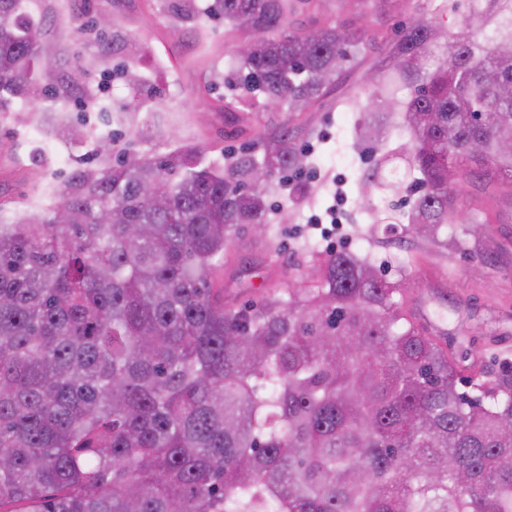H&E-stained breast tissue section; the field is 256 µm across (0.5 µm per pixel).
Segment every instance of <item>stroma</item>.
<instances>
[{
  "label": "stroma",
  "instance_id": "1",
  "mask_svg": "<svg viewBox=\"0 0 512 512\" xmlns=\"http://www.w3.org/2000/svg\"><path fill=\"white\" fill-rule=\"evenodd\" d=\"M178 0H51L53 15L43 28L42 44L56 56L54 76L76 78L69 97L48 99L41 114L25 112L19 101L0 109V214L14 220L42 209L70 173L88 160L99 139L113 141L112 158H155L181 146L201 150L204 164L223 169L235 158L261 156L263 145L290 130L297 146H310L300 172L274 174L267 195L270 224L266 235L241 225L224 250V302L237 307L261 301L277 287L288 292L306 281L313 255H327L325 242L311 226L312 215L336 207L342 216L344 249L368 257L389 278L405 277L407 298L443 313L445 341L461 362L478 360L492 371L512 361V203L499 201L488 238L501 243L502 254L465 247H440L419 237L411 225L393 218L395 196H387L384 218L373 221L357 203V178L363 163L352 147V128L364 76L386 72L391 41L401 22L426 12L427 0H381L369 16L339 14L358 21L372 39L350 57L337 80L305 111L280 109L251 113L247 123L224 114L233 91L220 74L231 46L224 21L205 22L178 16ZM107 13L115 45L111 65L137 66L144 76L140 94L125 81H106L95 62L96 45L77 39L71 20L86 22ZM181 93H165L169 75ZM90 88L98 105L87 110L80 92ZM88 131L74 141L73 130ZM311 190L293 203L291 180Z\"/></svg>",
  "mask_w": 512,
  "mask_h": 512
}]
</instances>
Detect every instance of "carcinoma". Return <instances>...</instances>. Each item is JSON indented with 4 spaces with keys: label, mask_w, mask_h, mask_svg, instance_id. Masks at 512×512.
<instances>
[{
    "label": "carcinoma",
    "mask_w": 512,
    "mask_h": 512,
    "mask_svg": "<svg viewBox=\"0 0 512 512\" xmlns=\"http://www.w3.org/2000/svg\"><path fill=\"white\" fill-rule=\"evenodd\" d=\"M0 0V104L41 111L45 12ZM363 17L378 0H339ZM326 0H212L232 52L228 112L314 103L365 31ZM402 28L363 89L359 198L398 193L439 245L468 188L512 198V0H466ZM320 23L308 30L294 15ZM406 143L390 146L396 133ZM482 146V153L471 151ZM75 169L56 202L0 221V512H512V362L467 374L366 257H316L311 284L224 304L216 262L268 226L266 174L306 155L285 131L222 174L195 150ZM405 171L387 168L398 155ZM466 235L490 223L469 209Z\"/></svg>",
    "instance_id": "1"
}]
</instances>
